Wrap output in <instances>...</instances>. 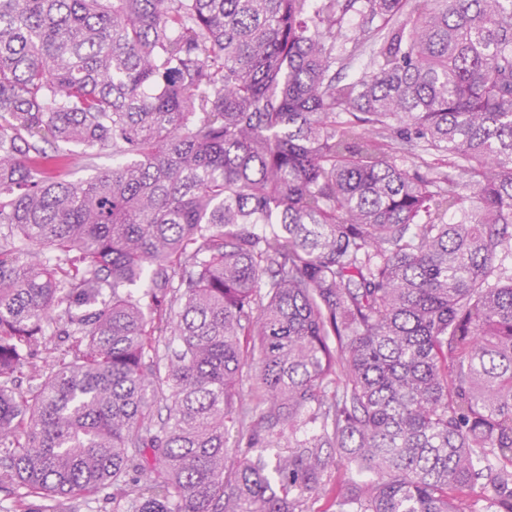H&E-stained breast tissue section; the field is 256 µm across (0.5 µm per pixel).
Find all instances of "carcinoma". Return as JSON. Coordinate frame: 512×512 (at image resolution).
Here are the masks:
<instances>
[{"instance_id":"carcinoma-1","label":"carcinoma","mask_w":512,"mask_h":512,"mask_svg":"<svg viewBox=\"0 0 512 512\" xmlns=\"http://www.w3.org/2000/svg\"><path fill=\"white\" fill-rule=\"evenodd\" d=\"M511 254L512 0H0L5 512H512Z\"/></svg>"}]
</instances>
